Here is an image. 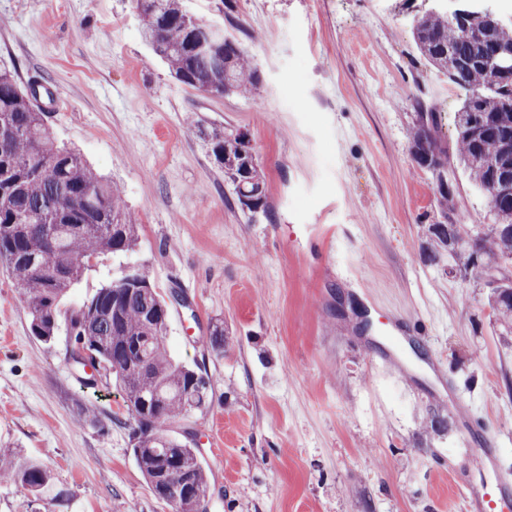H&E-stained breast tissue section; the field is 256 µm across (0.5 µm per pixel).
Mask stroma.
<instances>
[{
  "mask_svg": "<svg viewBox=\"0 0 512 512\" xmlns=\"http://www.w3.org/2000/svg\"><path fill=\"white\" fill-rule=\"evenodd\" d=\"M183 4L241 44L256 89L179 84L134 0H0V56L67 101L50 120L59 142L137 222L135 252L101 256L60 317L128 267L148 271L171 355L213 381L209 406L169 427L197 450L206 512H468L493 476L462 406L512 471V336L462 258L428 259L431 225L486 237L494 222L468 170L448 163L446 204L410 153L424 112L454 153L466 95L413 38L435 0ZM230 131L249 135L267 180L255 213L213 155ZM72 346L63 327L32 335L0 268V452L51 476L39 497L0 481V512H171L134 460L114 378L75 365Z\"/></svg>",
  "mask_w": 512,
  "mask_h": 512,
  "instance_id": "obj_1",
  "label": "stroma"
}]
</instances>
